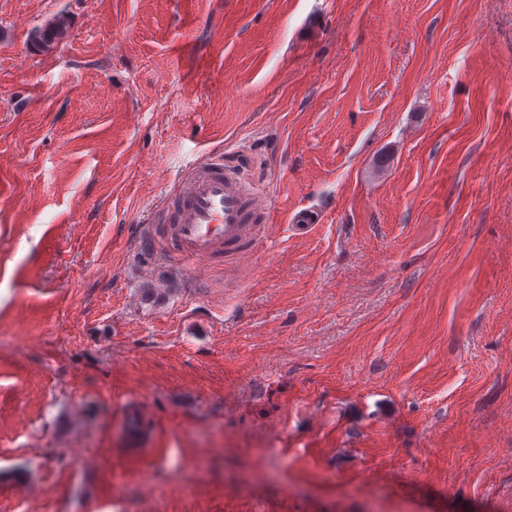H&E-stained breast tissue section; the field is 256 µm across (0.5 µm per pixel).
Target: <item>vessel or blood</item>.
Instances as JSON below:
<instances>
[{
    "mask_svg": "<svg viewBox=\"0 0 512 512\" xmlns=\"http://www.w3.org/2000/svg\"><path fill=\"white\" fill-rule=\"evenodd\" d=\"M256 193L239 171L225 167L223 153L213 152L195 163L167 197L161 220L195 277L206 276L216 251H237L265 238L267 228L252 205Z\"/></svg>",
    "mask_w": 512,
    "mask_h": 512,
    "instance_id": "vessel-or-blood-1",
    "label": "vessel or blood"
}]
</instances>
